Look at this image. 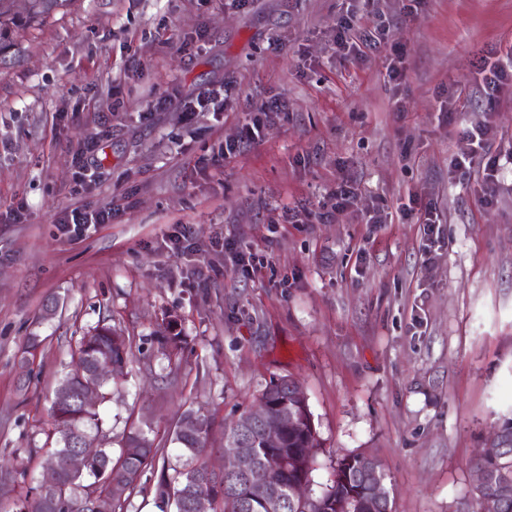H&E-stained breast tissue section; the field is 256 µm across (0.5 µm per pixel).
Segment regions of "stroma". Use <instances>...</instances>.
<instances>
[{
  "label": "stroma",
  "mask_w": 512,
  "mask_h": 512,
  "mask_svg": "<svg viewBox=\"0 0 512 512\" xmlns=\"http://www.w3.org/2000/svg\"><path fill=\"white\" fill-rule=\"evenodd\" d=\"M347 15L384 24L376 51L337 55ZM399 42L410 65L397 86L386 66ZM510 49L512 0H73L11 26L0 50V464L18 469L0 467V507L40 481L53 391L76 339L103 319L134 339L98 407L113 450L136 428L165 442L192 407L210 417L220 462L225 427L290 378L321 442L313 494L340 458L363 453L380 461L395 512H466L472 462L512 416V171L487 209L479 168L454 174L450 161L463 129L487 119L493 150L512 149V99L490 103L473 67ZM216 88L224 110L184 112ZM275 100L286 109L261 140L224 158ZM344 180L356 192L338 208ZM413 195L437 209L435 242L396 218ZM109 204L111 223L60 234L66 211ZM287 208L300 223H281ZM376 209L393 222L368 223ZM181 231L193 256L168 248ZM172 319L187 338L176 368L159 338ZM30 336L44 342L24 368Z\"/></svg>",
  "instance_id": "1"
}]
</instances>
